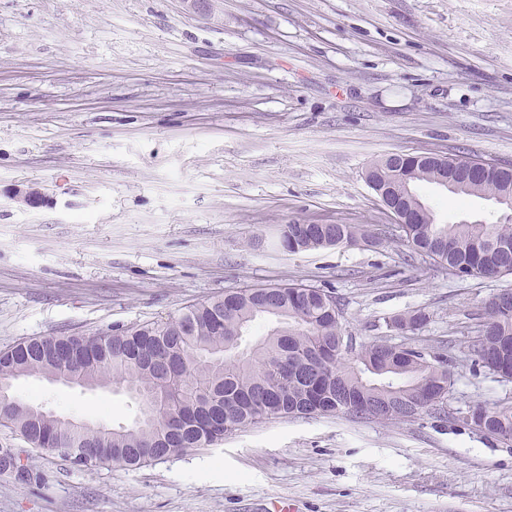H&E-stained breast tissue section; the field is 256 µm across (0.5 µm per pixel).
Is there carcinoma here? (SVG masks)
Returning <instances> with one entry per match:
<instances>
[{
  "instance_id": "1",
  "label": "carcinoma",
  "mask_w": 512,
  "mask_h": 512,
  "mask_svg": "<svg viewBox=\"0 0 512 512\" xmlns=\"http://www.w3.org/2000/svg\"><path fill=\"white\" fill-rule=\"evenodd\" d=\"M420 182L449 183L458 196L483 197L502 210L498 224H399L398 238L459 278L497 279L512 274V168L493 164L479 183L464 181L453 163L417 161L409 177L412 196ZM280 244L290 253L326 247L378 244L363 224H286ZM261 317L278 326L254 345L243 337ZM423 310L392 317L395 336L422 330ZM483 331L473 337L470 360L512 381V301L490 295L482 304ZM63 347L74 364L62 368L77 382L104 388L126 383L138 393L141 417L133 426L91 430L64 417L32 411L19 398L0 405V426L35 451L54 452L77 467L110 463L141 468L267 420L343 416L393 423L446 415L453 386L448 359L426 348L353 343L344 334L331 292L290 284L230 291L186 306L166 320L121 333L38 336L0 350V382L40 376L55 367ZM456 420L485 437L512 443V404H476Z\"/></svg>"
}]
</instances>
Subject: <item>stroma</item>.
<instances>
[{
	"label": "stroma",
	"instance_id": "stroma-1",
	"mask_svg": "<svg viewBox=\"0 0 512 512\" xmlns=\"http://www.w3.org/2000/svg\"><path fill=\"white\" fill-rule=\"evenodd\" d=\"M512 166V0H0V349L120 332L241 288L331 291L356 342L391 317L444 353L448 410L512 403L472 370L496 280L453 276L386 235L366 184L391 154ZM35 190V202L19 193ZM436 223L499 221L420 183ZM286 224H365L374 247L291 254ZM74 420L132 426L117 389L15 380ZM30 470L0 512H512V446L446 418L267 421L140 469L73 467L0 427ZM429 320L423 310H412L393 316L387 323V328L395 336H403L407 333H415L422 330Z\"/></svg>",
	"mask_w": 512,
	"mask_h": 512
}]
</instances>
